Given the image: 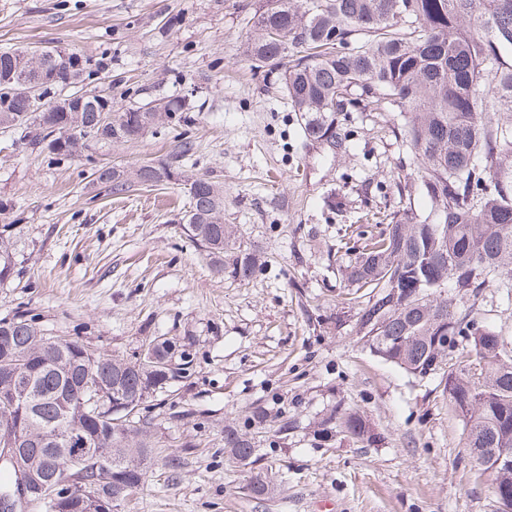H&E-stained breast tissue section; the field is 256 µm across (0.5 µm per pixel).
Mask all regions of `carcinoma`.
<instances>
[{
  "label": "carcinoma",
  "instance_id": "cac0c4a2",
  "mask_svg": "<svg viewBox=\"0 0 512 512\" xmlns=\"http://www.w3.org/2000/svg\"><path fill=\"white\" fill-rule=\"evenodd\" d=\"M257 36L247 53L255 69L288 60L283 80L304 131L321 138L335 131L336 113L397 112L398 133L414 157L416 180L428 214L398 209L391 224L370 238L348 278L367 290L355 309L356 332L389 361L416 377L446 373L450 397L467 399L458 415L465 448L482 460L494 494H512V470L495 468L492 450L512 445V352L503 337L482 325L479 309L466 305L495 283L512 295V0H262L253 16ZM56 81L42 101L17 96L23 69L17 51L0 52V128L36 130L50 154L73 158L89 143H127L154 126L153 115L173 118L183 105L168 100L150 108H114L112 97L94 95L112 123L94 112H72L62 92L85 65H56ZM99 180L115 196L131 186L110 167ZM183 217L190 240L224 271L250 279L252 253L237 245L224 224V188L203 175L189 180ZM13 270L11 245L0 235V282ZM448 327V346L435 337ZM166 341L151 355L126 361L67 336L46 335L37 318L15 312L0 319V371L23 368L29 392L14 405L0 402V448L24 437V455L37 475L71 481L79 497H124L148 479L151 439L134 415L112 398L140 406L190 375L192 359L177 351L178 369L164 362ZM84 392L101 404L75 400ZM321 431L343 427L354 442L373 433L355 411L341 410ZM119 474L121 486H101L93 466L71 463L81 438ZM224 447L242 466L255 448L244 434L224 431Z\"/></svg>",
  "mask_w": 512,
  "mask_h": 512
}]
</instances>
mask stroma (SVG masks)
<instances>
[{"instance_id":"1","label":"stroma","mask_w":512,"mask_h":512,"mask_svg":"<svg viewBox=\"0 0 512 512\" xmlns=\"http://www.w3.org/2000/svg\"><path fill=\"white\" fill-rule=\"evenodd\" d=\"M259 4L0 0V51L76 52L80 87L109 90L118 107L185 102L138 141L78 158L0 131V229L14 262L0 318L26 311L48 333L127 360L157 336L193 357L190 377L141 406L152 471L115 512H497L440 375L417 379L374 355L347 304L362 237L390 222L414 169L400 117L342 112L336 142L306 138L280 72L247 56ZM183 140L181 180L115 196L92 178L105 164L132 173L169 159ZM187 175L223 185L224 221L257 258L251 279L229 263L213 271L185 234ZM478 305L512 349L505 289L485 288ZM339 406L364 415L371 443L318 436ZM257 409L266 422L248 428ZM228 426L249 431L252 464L227 462ZM258 474L273 494L250 493Z\"/></svg>"}]
</instances>
